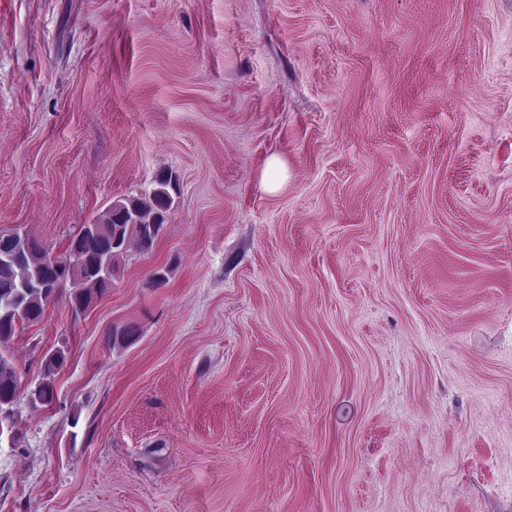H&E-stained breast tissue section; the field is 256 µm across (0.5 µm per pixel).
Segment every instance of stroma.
<instances>
[{
	"instance_id": "stroma-1",
	"label": "stroma",
	"mask_w": 512,
	"mask_h": 512,
	"mask_svg": "<svg viewBox=\"0 0 512 512\" xmlns=\"http://www.w3.org/2000/svg\"><path fill=\"white\" fill-rule=\"evenodd\" d=\"M163 172L0 512H512V0H0V229Z\"/></svg>"
}]
</instances>
